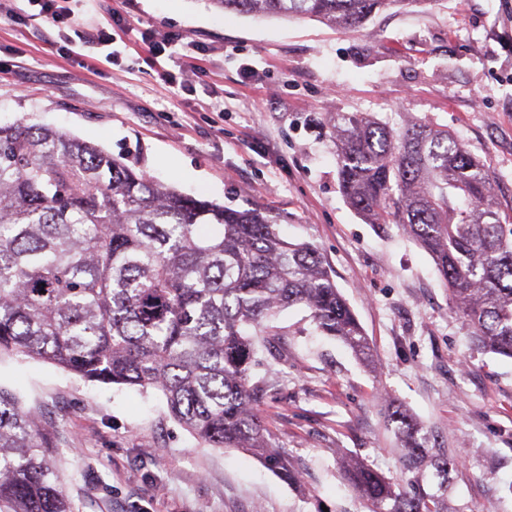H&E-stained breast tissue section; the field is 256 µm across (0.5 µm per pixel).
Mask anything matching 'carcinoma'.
<instances>
[{"instance_id":"1","label":"carcinoma","mask_w":512,"mask_h":512,"mask_svg":"<svg viewBox=\"0 0 512 512\" xmlns=\"http://www.w3.org/2000/svg\"><path fill=\"white\" fill-rule=\"evenodd\" d=\"M222 10L315 17L349 30L421 0H210ZM342 193L371 224H398L433 259L472 342L512 359V216L494 177L448 129H393L368 112L330 120ZM303 306L316 331L374 366L364 331L317 248L275 219L182 194L66 131L0 126V352L90 382L152 389L211 448H238L300 483L257 405L258 341ZM401 469L357 460L344 476L367 512H457L448 458L400 409ZM50 434L0 387V512H73Z\"/></svg>"}]
</instances>
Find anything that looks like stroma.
<instances>
[{"label":"stroma","instance_id":"obj_1","mask_svg":"<svg viewBox=\"0 0 512 512\" xmlns=\"http://www.w3.org/2000/svg\"><path fill=\"white\" fill-rule=\"evenodd\" d=\"M65 7L75 22L58 28L27 0H0V124L58 127L183 194L279 216L283 235L318 249L376 357L364 368L303 307L277 317L253 379L295 487L239 450L199 444L155 391L0 356V386L50 433L78 512H366L343 464L399 473L389 403L459 458L448 493L460 512H512V359L472 344L400 226L349 206L329 127L333 113L370 112L448 128L512 215V0H427L346 32L209 0ZM103 26L106 46L92 41ZM167 40L171 54L152 52Z\"/></svg>","mask_w":512,"mask_h":512}]
</instances>
